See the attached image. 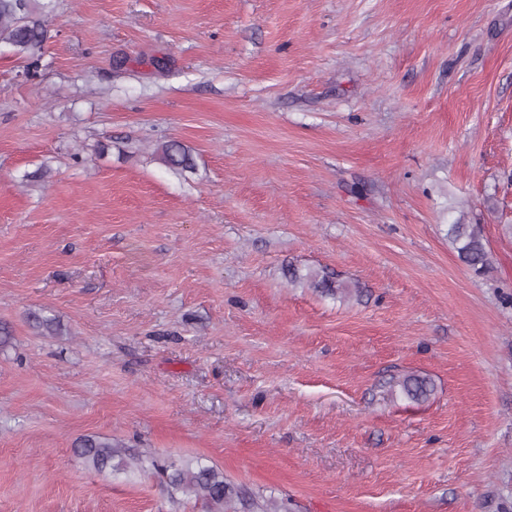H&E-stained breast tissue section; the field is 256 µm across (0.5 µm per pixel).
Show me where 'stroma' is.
<instances>
[{"label":"stroma","mask_w":512,"mask_h":512,"mask_svg":"<svg viewBox=\"0 0 512 512\" xmlns=\"http://www.w3.org/2000/svg\"><path fill=\"white\" fill-rule=\"evenodd\" d=\"M54 5L0 45V512H204L86 436L281 512H512V0ZM191 148L186 144L169 140L160 147V155L165 165L175 172L182 173L192 171L194 167ZM448 241L456 249L460 260L475 274L485 275L492 269L481 225L455 223L448 226ZM397 386L403 395L412 400L425 399L431 392L429 381L414 374L404 376ZM74 452L88 469L97 473L143 468L142 454L113 443L109 437L88 436L76 444Z\"/></svg>","instance_id":"stroma-1"}]
</instances>
